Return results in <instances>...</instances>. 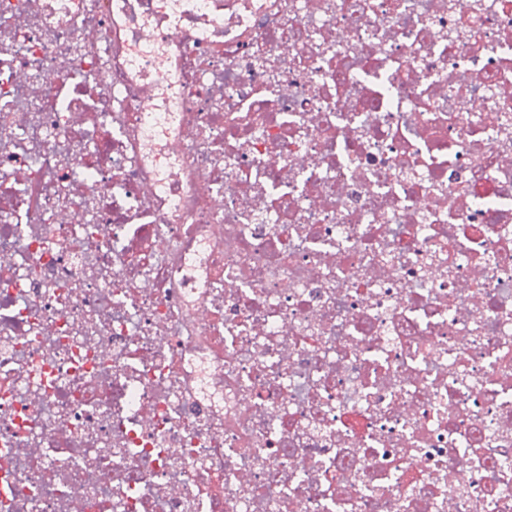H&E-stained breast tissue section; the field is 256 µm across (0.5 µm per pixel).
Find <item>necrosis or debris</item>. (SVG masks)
I'll list each match as a JSON object with an SVG mask.
<instances>
[{"label": "necrosis or debris", "instance_id": "1", "mask_svg": "<svg viewBox=\"0 0 512 512\" xmlns=\"http://www.w3.org/2000/svg\"><path fill=\"white\" fill-rule=\"evenodd\" d=\"M222 2L0 0V512H512V0Z\"/></svg>", "mask_w": 512, "mask_h": 512}]
</instances>
